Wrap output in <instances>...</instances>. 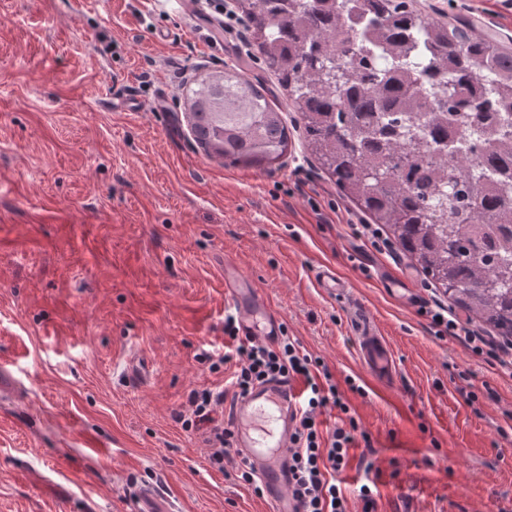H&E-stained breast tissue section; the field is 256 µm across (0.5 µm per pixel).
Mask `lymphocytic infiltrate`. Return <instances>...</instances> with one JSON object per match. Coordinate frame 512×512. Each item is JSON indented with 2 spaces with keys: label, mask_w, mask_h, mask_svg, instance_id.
Instances as JSON below:
<instances>
[{
  "label": "lymphocytic infiltrate",
  "mask_w": 512,
  "mask_h": 512,
  "mask_svg": "<svg viewBox=\"0 0 512 512\" xmlns=\"http://www.w3.org/2000/svg\"><path fill=\"white\" fill-rule=\"evenodd\" d=\"M420 313L429 318L435 338L461 340L474 355L512 369L511 339L491 343L472 330L467 321L438 304L421 307ZM224 332L235 342L221 358L222 363L236 365L231 381L235 397L246 396L255 386L273 379H299L304 384L288 457V489L299 505L298 512H348L347 498L335 474L348 463L358 425L339 398L328 367L289 336H280L272 346L260 344L252 337L240 336L232 317L225 319ZM188 403L189 413L177 414V422L184 430L206 432L208 442L215 447L209 463L212 468L223 469L224 458L233 446L232 433L219 418L224 406L223 390L191 391ZM330 407L339 409L344 419L341 425L326 431L320 417Z\"/></svg>",
  "instance_id": "lymphocytic-infiltrate-1"
}]
</instances>
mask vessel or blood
I'll use <instances>...</instances> for the list:
<instances>
[{"label":"vessel or blood","instance_id":"vessel-or-blood-1","mask_svg":"<svg viewBox=\"0 0 512 512\" xmlns=\"http://www.w3.org/2000/svg\"><path fill=\"white\" fill-rule=\"evenodd\" d=\"M323 291L333 298H347L345 281L330 266L317 273ZM228 294L238 302L240 332L245 336L274 339L280 322L267 302L240 282H231ZM361 352L374 377L385 378L395 367L390 348L371 325L361 331ZM299 388L292 383L270 381L255 387L247 396L224 407V423L233 433L234 445L253 464L257 476L268 490L272 512H296L288 494V441L297 408Z\"/></svg>","mask_w":512,"mask_h":512}]
</instances>
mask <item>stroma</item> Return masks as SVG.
Returning <instances> with one entry per match:
<instances>
[{
  "mask_svg": "<svg viewBox=\"0 0 512 512\" xmlns=\"http://www.w3.org/2000/svg\"><path fill=\"white\" fill-rule=\"evenodd\" d=\"M512 45V0H417ZM237 0H0V512H270L211 468L177 413L228 384L239 273L329 368L361 438L339 479L351 512H512V376L420 315L448 297L400 251H376L298 133L260 169L208 157L183 109L199 73L250 59ZM351 286L330 298L316 272ZM395 360L375 380L360 327ZM479 400L468 404L465 395Z\"/></svg>",
  "mask_w": 512,
  "mask_h": 512,
  "instance_id": "1",
  "label": "stroma"
}]
</instances>
